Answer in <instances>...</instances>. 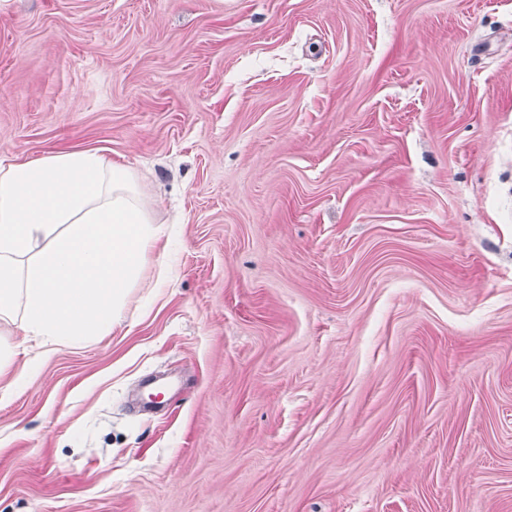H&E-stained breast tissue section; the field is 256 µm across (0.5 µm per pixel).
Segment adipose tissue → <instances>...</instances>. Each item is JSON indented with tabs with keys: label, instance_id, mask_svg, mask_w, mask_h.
<instances>
[{
	"label": "adipose tissue",
	"instance_id": "ef3b65f1",
	"mask_svg": "<svg viewBox=\"0 0 512 512\" xmlns=\"http://www.w3.org/2000/svg\"><path fill=\"white\" fill-rule=\"evenodd\" d=\"M168 237L137 172L103 154L0 164V323L49 352L106 333Z\"/></svg>",
	"mask_w": 512,
	"mask_h": 512
}]
</instances>
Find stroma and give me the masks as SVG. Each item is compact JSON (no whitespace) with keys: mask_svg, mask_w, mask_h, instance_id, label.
Returning a JSON list of instances; mask_svg holds the SVG:
<instances>
[{"mask_svg":"<svg viewBox=\"0 0 512 512\" xmlns=\"http://www.w3.org/2000/svg\"><path fill=\"white\" fill-rule=\"evenodd\" d=\"M82 150L170 279L0 326V512H512V0H0V161Z\"/></svg>","mask_w":512,"mask_h":512,"instance_id":"obj_1","label":"stroma"}]
</instances>
